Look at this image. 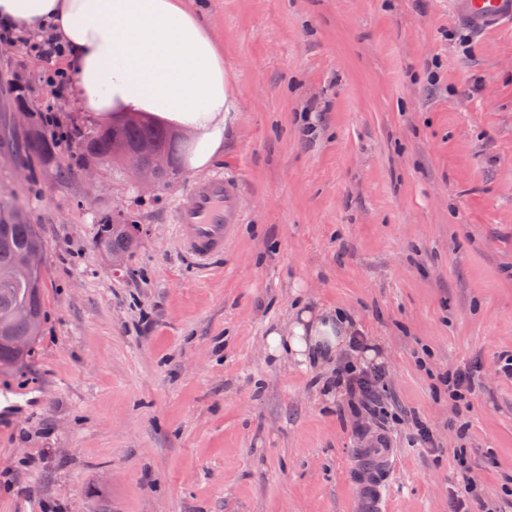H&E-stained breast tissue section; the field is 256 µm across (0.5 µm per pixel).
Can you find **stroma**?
<instances>
[{
  "mask_svg": "<svg viewBox=\"0 0 512 512\" xmlns=\"http://www.w3.org/2000/svg\"><path fill=\"white\" fill-rule=\"evenodd\" d=\"M186 2L224 54L236 110L210 171L240 179L242 222L202 265L170 221L195 173L140 193L105 167L92 189L55 178L75 150L0 153V199L44 239L46 310L28 362L0 372V512H359L377 433L396 457L382 512H449L462 447L471 512H512V25L464 48L451 0ZM43 69L0 43V123L23 138L50 106L94 130ZM122 218L143 240L116 272L93 239ZM299 282L380 345L399 422L266 357ZM476 362L458 409L437 378Z\"/></svg>",
  "mask_w": 512,
  "mask_h": 512,
  "instance_id": "35a3bbf8",
  "label": "stroma"
}]
</instances>
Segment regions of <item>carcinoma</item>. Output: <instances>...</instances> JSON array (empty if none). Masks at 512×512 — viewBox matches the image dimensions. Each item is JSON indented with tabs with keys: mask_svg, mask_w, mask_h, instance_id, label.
Here are the masks:
<instances>
[{
	"mask_svg": "<svg viewBox=\"0 0 512 512\" xmlns=\"http://www.w3.org/2000/svg\"><path fill=\"white\" fill-rule=\"evenodd\" d=\"M14 152L21 159L38 157L47 162L55 155V143L35 130L17 143ZM144 148L177 159L178 139L169 130L154 122L140 121L135 125L125 122L107 125L92 131L78 141V151L85 160L113 158L119 149ZM138 225L126 219L103 224L93 241V247L108 255L124 249L125 235ZM44 248V241L36 225L29 223L26 212L0 203V369L23 364L31 348L17 350L8 340L10 336H28L35 344L41 335L44 319L43 273L20 272L18 256L25 250Z\"/></svg>",
	"mask_w": 512,
	"mask_h": 512,
	"instance_id": "carcinoma-1",
	"label": "carcinoma"
}]
</instances>
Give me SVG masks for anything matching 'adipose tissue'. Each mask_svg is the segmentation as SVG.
<instances>
[{"label": "adipose tissue", "instance_id": "ef3b65f1", "mask_svg": "<svg viewBox=\"0 0 512 512\" xmlns=\"http://www.w3.org/2000/svg\"><path fill=\"white\" fill-rule=\"evenodd\" d=\"M0 22L51 33L64 46L82 113L106 122L136 112L188 131L182 160L191 172L223 155L235 111L224 58L184 0H0ZM354 331L347 311L304 299L287 323L268 329L265 350L320 373L332 393Z\"/></svg>", "mask_w": 512, "mask_h": 512}]
</instances>
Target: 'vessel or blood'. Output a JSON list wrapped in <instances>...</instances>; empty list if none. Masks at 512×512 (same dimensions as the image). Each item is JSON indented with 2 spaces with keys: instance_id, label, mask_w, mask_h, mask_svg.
Here are the masks:
<instances>
[{
  "instance_id": "vessel-or-blood-1",
  "label": "vessel or blood",
  "mask_w": 512,
  "mask_h": 512,
  "mask_svg": "<svg viewBox=\"0 0 512 512\" xmlns=\"http://www.w3.org/2000/svg\"><path fill=\"white\" fill-rule=\"evenodd\" d=\"M457 19L470 30L481 33L512 23V0H453ZM241 186L222 174L194 181L179 197L173 221L180 230L183 251L205 261L223 255L224 247L242 221L239 208ZM391 449L376 448L365 468L361 492L376 494L391 475Z\"/></svg>"
}]
</instances>
